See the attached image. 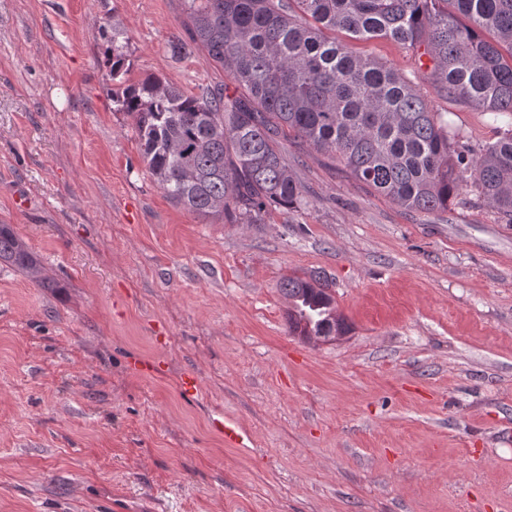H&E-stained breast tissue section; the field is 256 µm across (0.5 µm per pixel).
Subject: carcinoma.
<instances>
[{"label": "carcinoma", "instance_id": "obj_1", "mask_svg": "<svg viewBox=\"0 0 512 512\" xmlns=\"http://www.w3.org/2000/svg\"><path fill=\"white\" fill-rule=\"evenodd\" d=\"M187 37L228 82L187 94L156 75L112 93L132 116L143 161L167 197L228 224H262L270 209L307 205L280 149L285 132L407 210L431 214L475 200L512 224V0H183ZM386 39L430 65L420 79L445 99L493 116L475 148L398 69L336 41ZM112 77L127 42L112 23ZM0 262L43 288L38 260L7 224ZM329 285L289 276L288 331H349Z\"/></svg>", "mask_w": 512, "mask_h": 512}]
</instances>
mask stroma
I'll list each match as a JSON object with an SVG mask.
<instances>
[{
    "label": "stroma",
    "instance_id": "35a3bbf8",
    "mask_svg": "<svg viewBox=\"0 0 512 512\" xmlns=\"http://www.w3.org/2000/svg\"><path fill=\"white\" fill-rule=\"evenodd\" d=\"M183 20L182 0H0V224L54 282L0 264V512H512V224L407 211L291 139L306 208L187 211L112 101L149 74L225 82L204 51L170 52ZM349 47L419 74L393 42ZM421 89L493 140L483 112ZM293 274L327 281L343 339L289 335ZM123 34V30L113 21L112 36L108 38V42L112 45V80L123 70L126 61L127 42ZM212 428L221 436L224 442L229 445L242 446L245 439L244 430L235 422L224 420V416L218 414L211 420Z\"/></svg>",
    "mask_w": 512,
    "mask_h": 512
}]
</instances>
